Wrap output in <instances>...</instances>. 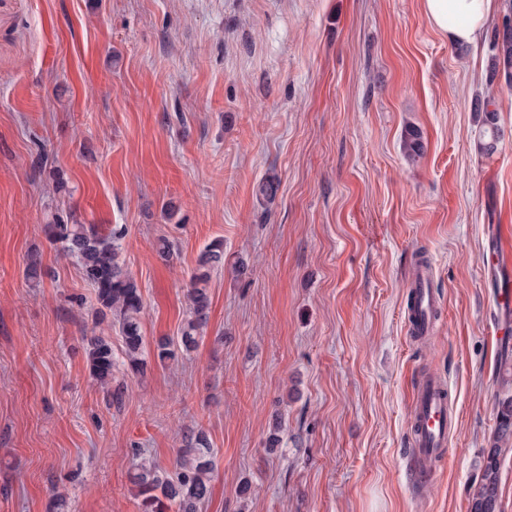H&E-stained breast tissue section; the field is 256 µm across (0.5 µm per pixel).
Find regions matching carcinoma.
I'll use <instances>...</instances> for the list:
<instances>
[{
    "label": "carcinoma",
    "instance_id": "cac0c4a2",
    "mask_svg": "<svg viewBox=\"0 0 512 512\" xmlns=\"http://www.w3.org/2000/svg\"><path fill=\"white\" fill-rule=\"evenodd\" d=\"M494 66L492 71H504L506 82L512 83V4L504 15L502 27L493 39ZM494 102L490 99L477 103L476 111L484 114L480 131V151L490 156L497 150L503 137ZM403 150L410 157L423 153L420 131L414 127L405 130ZM278 180L269 176L257 185L256 194L265 202L274 200ZM46 236L60 246L64 255L74 259L82 279L93 289L97 308L95 320L119 328L123 342V360L115 358L110 339L101 335L83 337L89 372L96 383L111 393L112 399H121L120 390L112 389V380L118 365L132 375H141L146 367L145 340L141 331L144 300L135 278L125 269L121 260L119 240L123 233L112 229L102 232L93 224L69 222L60 217L46 225ZM198 273L191 278L186 292L187 317L175 338L163 337L156 342L157 359L176 361L194 351L202 339L208 322L210 296L205 287L209 271L224 266V240L214 239L201 251L197 259ZM48 271L41 253L34 249L26 257L24 276L39 283ZM494 445L484 457L480 480L471 486V512H495L502 448L512 443V395L498 402ZM183 448L176 463L175 473L168 475L152 465H138L130 473L129 481L138 500L140 512H200L211 496L213 470L212 448L205 431L190 427L183 434Z\"/></svg>",
    "mask_w": 512,
    "mask_h": 512
}]
</instances>
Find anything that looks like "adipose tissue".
Returning <instances> with one entry per match:
<instances>
[{
	"instance_id": "ef3b65f1",
	"label": "adipose tissue",
	"mask_w": 512,
	"mask_h": 512,
	"mask_svg": "<svg viewBox=\"0 0 512 512\" xmlns=\"http://www.w3.org/2000/svg\"><path fill=\"white\" fill-rule=\"evenodd\" d=\"M492 6V0H424L430 23L458 44L480 41Z\"/></svg>"
}]
</instances>
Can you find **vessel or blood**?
<instances>
[{
  "label": "vessel or blood",
  "mask_w": 512,
  "mask_h": 512,
  "mask_svg": "<svg viewBox=\"0 0 512 512\" xmlns=\"http://www.w3.org/2000/svg\"><path fill=\"white\" fill-rule=\"evenodd\" d=\"M490 266L500 276L496 301L501 320L512 321V246L496 243L490 254ZM411 289L414 293L411 332L420 336L428 331L436 306L426 268L415 270ZM456 421L445 384L433 379L420 384L414 393L412 445L415 459L423 461L444 452Z\"/></svg>",
  "instance_id": "b4317fda"
}]
</instances>
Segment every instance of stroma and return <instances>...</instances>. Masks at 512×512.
I'll return each instance as SVG.
<instances>
[{"label":"stroma","instance_id":"obj_1","mask_svg":"<svg viewBox=\"0 0 512 512\" xmlns=\"http://www.w3.org/2000/svg\"><path fill=\"white\" fill-rule=\"evenodd\" d=\"M505 2L474 48L423 0H0V512H49L58 490L68 512H139L130 472L173 471L191 426L215 450L203 512H469L512 394L488 266L493 226L512 225V87L489 76ZM490 95L505 137L487 156ZM57 215L123 229L150 347L178 335L197 258L224 240L198 347L117 369L118 404L86 366L96 301L46 237ZM420 259L437 310L416 341ZM425 375L458 425L421 483Z\"/></svg>","mask_w":512,"mask_h":512}]
</instances>
